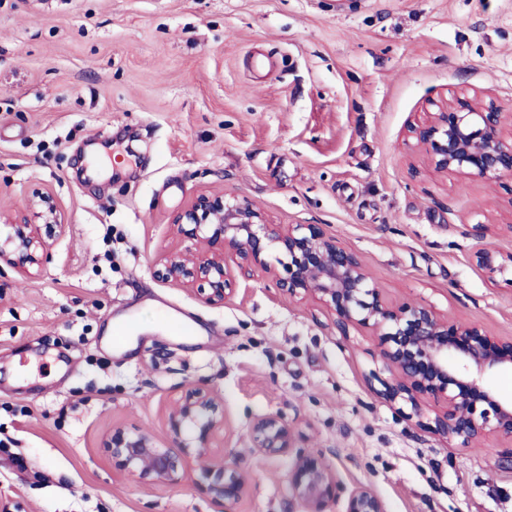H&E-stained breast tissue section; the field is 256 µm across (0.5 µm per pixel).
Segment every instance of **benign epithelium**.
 Returning <instances> with one entry per match:
<instances>
[{
  "instance_id": "obj_1",
  "label": "benign epithelium",
  "mask_w": 512,
  "mask_h": 512,
  "mask_svg": "<svg viewBox=\"0 0 512 512\" xmlns=\"http://www.w3.org/2000/svg\"><path fill=\"white\" fill-rule=\"evenodd\" d=\"M506 112L493 100L443 104L429 120L409 130L425 147L433 172L495 181L512 177V134H505ZM0 223L10 227L0 238V263L28 271L38 267L49 246L36 228L63 229L65 220L54 197L38 193L30 214L0 210ZM172 225L183 249L161 259L155 277L165 282L200 287L208 303H222L233 293L235 274L249 277L259 269L281 292L316 299L336 326L366 329L375 336L379 356L389 372L378 394L392 404L421 416L423 405L434 402L432 430L469 448L489 436L512 439V400L501 399L489 382L495 372L512 368V340L486 335L477 325L451 321L435 309L410 303L392 304L355 252L342 247L322 224H271L246 197L202 193L176 212ZM486 225H475L478 241L472 262L489 279L512 284V252L504 254L482 243ZM280 254L277 263L270 252ZM171 446L159 448L145 433L114 430L107 448L119 467L152 484L178 480L182 457L215 455L212 433L224 426V415L210 394L187 393L169 415ZM254 450L279 455L293 448L295 427L267 416L251 426ZM215 467L222 480L210 488L214 498L232 505L249 491V480L236 460L220 458ZM290 485L303 512H335L339 481L320 457L297 456ZM342 512H386L374 490L356 485Z\"/></svg>"
}]
</instances>
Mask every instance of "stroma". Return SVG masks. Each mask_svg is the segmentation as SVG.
Wrapping results in <instances>:
<instances>
[{
	"instance_id": "obj_1",
	"label": "stroma",
	"mask_w": 512,
	"mask_h": 512,
	"mask_svg": "<svg viewBox=\"0 0 512 512\" xmlns=\"http://www.w3.org/2000/svg\"><path fill=\"white\" fill-rule=\"evenodd\" d=\"M474 96L512 113V0H0V209L39 190L67 222L41 267H0V512H220L209 460L149 484L104 446H167L193 388L249 477L230 512H303L301 453L387 512H512V441L456 448L383 401L372 337L259 272L221 304L154 275L174 213L224 192L326 225L390 301L512 338V284L468 258L477 224L512 251V177L434 174L408 135ZM270 414L288 453L252 448ZM254 450L263 455H279L293 448L295 427L279 416L258 419L251 426Z\"/></svg>"
}]
</instances>
